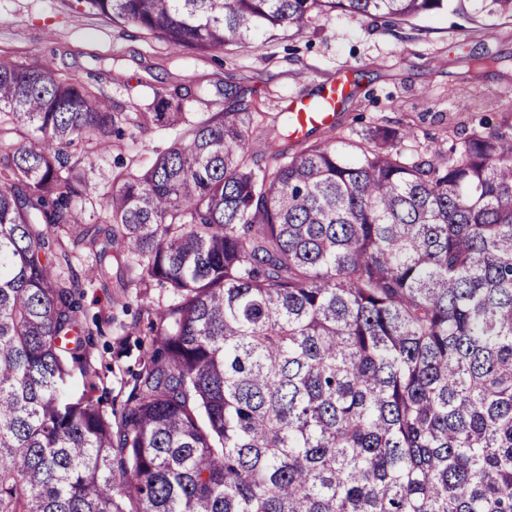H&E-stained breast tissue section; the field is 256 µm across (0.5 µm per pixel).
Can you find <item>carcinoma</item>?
<instances>
[{"label":"carcinoma","instance_id":"carcinoma-1","mask_svg":"<svg viewBox=\"0 0 512 512\" xmlns=\"http://www.w3.org/2000/svg\"><path fill=\"white\" fill-rule=\"evenodd\" d=\"M173 50L220 53L349 13L451 11L492 36L512 0H74ZM115 112L0 57V512H512V121L429 157L376 129L250 163L247 89ZM183 135L72 199L126 128ZM84 156L72 159L74 141ZM167 290L117 422L89 395L80 283L54 228ZM123 249L112 251V242ZM82 396L64 390L75 373Z\"/></svg>","mask_w":512,"mask_h":512}]
</instances>
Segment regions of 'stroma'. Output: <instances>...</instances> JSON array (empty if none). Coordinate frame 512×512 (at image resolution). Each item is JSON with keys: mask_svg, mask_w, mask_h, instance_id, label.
<instances>
[{"mask_svg": "<svg viewBox=\"0 0 512 512\" xmlns=\"http://www.w3.org/2000/svg\"><path fill=\"white\" fill-rule=\"evenodd\" d=\"M45 64L93 84L119 112H143L155 92L188 90L193 118L222 111L225 84L244 86L256 114L253 165H265L266 144H287L285 114L292 101L317 99L338 79L350 94L333 128L313 127L311 138L332 142L379 126L412 129L402 152L447 149L461 129L482 116L512 114V25L487 37L457 15L435 14L405 24L335 13L316 28L277 40L232 44L218 56L177 51L132 26L82 15L72 0H0V57ZM178 128L146 126L113 141L93 163L91 195L77 198L85 218L99 220L112 189L116 161L139 169L154 160ZM79 302L91 330L88 356L103 410L125 402L139 369L137 340L148 339L155 311L168 303L159 287H138L137 268L113 264L98 276L95 262L75 248Z\"/></svg>", "mask_w": 512, "mask_h": 512, "instance_id": "35a3bbf8", "label": "stroma"}]
</instances>
